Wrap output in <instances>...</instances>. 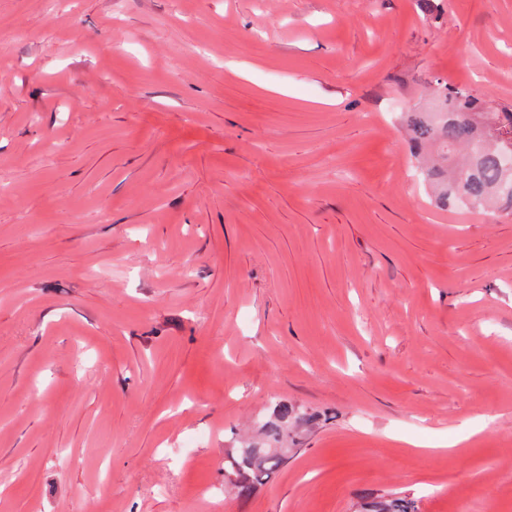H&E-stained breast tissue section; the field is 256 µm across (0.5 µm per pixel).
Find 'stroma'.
I'll return each instance as SVG.
<instances>
[{
    "instance_id": "stroma-1",
    "label": "stroma",
    "mask_w": 512,
    "mask_h": 512,
    "mask_svg": "<svg viewBox=\"0 0 512 512\" xmlns=\"http://www.w3.org/2000/svg\"><path fill=\"white\" fill-rule=\"evenodd\" d=\"M435 2L0 0V512H512V214L401 125L512 0ZM278 450L287 451L284 448H234L224 469V485L247 492L253 483H262L282 461Z\"/></svg>"
}]
</instances>
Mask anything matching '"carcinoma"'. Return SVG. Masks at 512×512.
<instances>
[{
  "label": "carcinoma",
  "instance_id": "cac0c4a2",
  "mask_svg": "<svg viewBox=\"0 0 512 512\" xmlns=\"http://www.w3.org/2000/svg\"><path fill=\"white\" fill-rule=\"evenodd\" d=\"M434 93L444 119L436 125L425 112L411 113L407 125L411 139L417 145L439 142L449 157L459 142L470 149L463 163L452 162L445 171L431 170L442 204L481 206L492 200L512 212V163L503 160L506 154L512 157V111L493 108L480 95L444 82L436 83ZM280 463L276 448H236L224 469V484L246 492Z\"/></svg>",
  "mask_w": 512,
  "mask_h": 512
}]
</instances>
